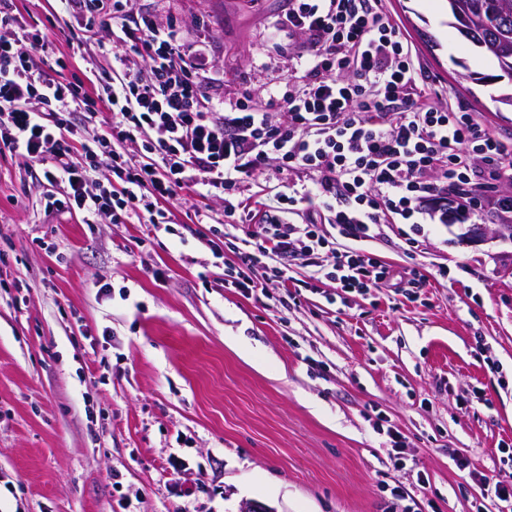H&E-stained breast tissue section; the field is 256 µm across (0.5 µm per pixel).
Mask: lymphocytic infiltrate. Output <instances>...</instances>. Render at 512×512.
Returning a JSON list of instances; mask_svg holds the SVG:
<instances>
[{"label":"lymphocytic infiltrate","mask_w":512,"mask_h":512,"mask_svg":"<svg viewBox=\"0 0 512 512\" xmlns=\"http://www.w3.org/2000/svg\"><path fill=\"white\" fill-rule=\"evenodd\" d=\"M81 17L112 67L102 94L59 81L53 43L16 20L0 0V154L39 168L49 210L108 215L113 223L170 224L171 205L196 195L223 201V223L249 217L238 183L275 166L279 192L261 224L236 248L224 285L245 295L288 285L289 258L326 268L343 291H365L389 271L364 249L375 225L391 219L420 233L421 204L454 195L452 224L491 216L512 222V151L467 110L427 93L400 26L382 0H288L280 30L302 36L288 76L265 103L250 90L227 98L211 83L206 49L187 43L177 22H161L135 0H61ZM142 66H132V58ZM105 112L100 132L81 139L70 121ZM108 165L111 177L95 173ZM326 214L357 248L337 254L317 225L298 229L288 215Z\"/></svg>","instance_id":"lymphocytic-infiltrate-1"}]
</instances>
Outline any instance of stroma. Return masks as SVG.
<instances>
[{"label": "stroma", "instance_id": "1", "mask_svg": "<svg viewBox=\"0 0 512 512\" xmlns=\"http://www.w3.org/2000/svg\"><path fill=\"white\" fill-rule=\"evenodd\" d=\"M288 0H136L205 43L225 94L267 97L286 75L276 22ZM65 65H109L56 0H17ZM444 100L512 147L493 73L449 27L445 0H386ZM41 172L0 155V512H474L457 461L492 469L512 449V236L468 234L425 208L416 241L384 223L366 247L390 280L363 293L312 279L245 296L225 287L222 235L174 207L170 231L85 223L45 208ZM400 436L393 450L376 425ZM401 466H394V456ZM183 458L182 495L168 465Z\"/></svg>", "mask_w": 512, "mask_h": 512}]
</instances>
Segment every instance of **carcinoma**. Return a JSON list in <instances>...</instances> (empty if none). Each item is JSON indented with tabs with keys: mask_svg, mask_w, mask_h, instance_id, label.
Here are the masks:
<instances>
[{
	"mask_svg": "<svg viewBox=\"0 0 512 512\" xmlns=\"http://www.w3.org/2000/svg\"><path fill=\"white\" fill-rule=\"evenodd\" d=\"M448 26L473 50L492 60L496 73H466V79L497 86L495 110H512V0H447Z\"/></svg>",
	"mask_w": 512,
	"mask_h": 512,
	"instance_id": "cac0c4a2",
	"label": "carcinoma"
}]
</instances>
